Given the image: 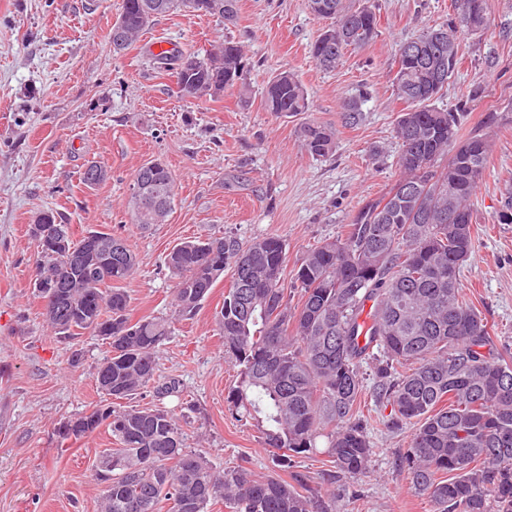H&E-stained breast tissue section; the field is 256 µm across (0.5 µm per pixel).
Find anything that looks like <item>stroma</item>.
<instances>
[{
  "label": "stroma",
  "instance_id": "obj_1",
  "mask_svg": "<svg viewBox=\"0 0 512 512\" xmlns=\"http://www.w3.org/2000/svg\"><path fill=\"white\" fill-rule=\"evenodd\" d=\"M121 3L0 0V512H97L95 466L116 441L104 428L78 441L61 439L59 429L109 402L179 413L185 446L216 469L243 465L285 479L300 472L321 482L325 455L277 466L255 421L228 409L238 368L214 316L229 278L215 284L194 319L176 322L157 353L156 384L178 380V392L162 396L149 387L113 401L94 380L108 343L87 332L71 345L43 324L29 226L51 210L73 238L89 230L125 236L140 259L126 284L137 318L173 315L175 278L164 258L188 238L278 236L296 266L305 251L343 234L363 201L395 182L393 127L403 107L392 85L395 51L447 23L452 12L451 0H370L380 17L378 40L345 51L326 71L309 53L322 23L307 0H238L237 20L228 25L177 11L117 54L108 33ZM220 38L245 48L248 106L234 92L215 100L182 97L173 74L154 64L155 44L202 53ZM459 52L462 64L438 104L459 113L462 133L494 137L473 198L474 249L460 283L492 325L497 350L512 354V224L495 218L512 184V0H492L490 27L462 38ZM284 67L306 86L311 118L334 128L329 157L302 151L299 119L265 111L263 90ZM361 90L363 120L343 124L340 98ZM156 158L176 178L175 206L165 223L144 230L132 224L127 200L136 170ZM91 160L109 173L93 188L80 181ZM410 434L372 431L369 467L337 481L336 512H434L401 465Z\"/></svg>",
  "mask_w": 512,
  "mask_h": 512
}]
</instances>
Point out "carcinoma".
<instances>
[{"mask_svg":"<svg viewBox=\"0 0 512 512\" xmlns=\"http://www.w3.org/2000/svg\"><path fill=\"white\" fill-rule=\"evenodd\" d=\"M192 2L122 0L109 39L127 48L158 18L187 11ZM204 2V13L235 21L237 0ZM308 6L325 22L310 46L324 70L335 69L344 51L364 50L379 37L380 19L367 4ZM452 7L447 24L396 51L393 84L405 103L394 125L398 178L354 212L344 234L302 255L294 273L297 303L285 286L288 250L279 237L188 240L166 255L176 277L171 304L181 319L193 318L231 271L216 312L224 352L240 367L227 402L256 421L278 463L317 453L330 458L323 483L313 486L301 473L289 481L258 476L244 466L216 470L184 446L174 413L99 406L68 420L63 439L77 441L105 426L118 442L95 471L101 512H207L218 504L228 512H336V479L361 474L374 453L370 423L359 416L368 363L375 370L372 396L390 408L382 424L414 427L402 458L414 490L437 512H512V357L494 351L491 327L459 283L473 249L472 197L492 144L480 133L462 137L456 115L436 106L460 67V38L488 28L491 6L453 0ZM155 63L175 71L183 97L217 99L236 89L248 103L245 53L233 40L215 41L203 55L161 52ZM365 101L361 91L343 97L342 122L358 124ZM263 103L277 118L310 111L305 86L286 68L267 83ZM299 138L311 157L335 150L334 130L315 120L301 123ZM133 185L144 191L128 200L132 223L146 228L169 216L176 179L163 162L141 166ZM36 220L66 241L57 249L37 245L36 291L47 327L68 341L86 330L108 341L97 388L115 399L139 393L154 380L156 354L174 321L132 318L124 284L137 254L110 230L75 241L54 212Z\"/></svg>","mask_w":512,"mask_h":512,"instance_id":"carcinoma-1","label":"carcinoma"}]
</instances>
